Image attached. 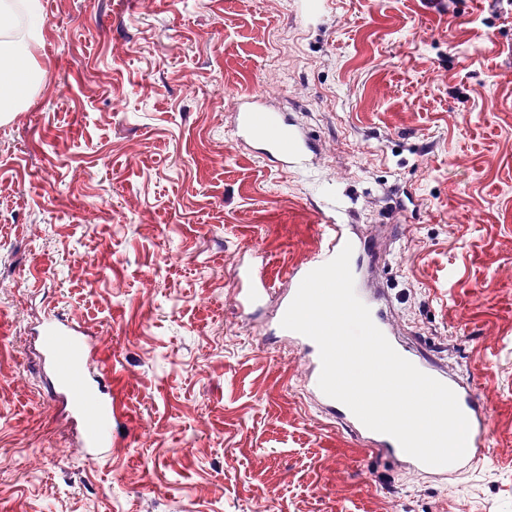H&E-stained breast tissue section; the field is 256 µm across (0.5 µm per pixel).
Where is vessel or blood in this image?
<instances>
[{"mask_svg":"<svg viewBox=\"0 0 512 512\" xmlns=\"http://www.w3.org/2000/svg\"><path fill=\"white\" fill-rule=\"evenodd\" d=\"M232 117L235 145L255 157L275 162L289 172L316 167L321 154L319 140L293 114L276 109L265 94L240 93ZM330 210L320 226L321 246L284 272L269 269L261 250L249 249L248 260L241 263L237 272L231 302L241 320L262 322L266 338L285 339L299 348L303 390L325 419L336 422L359 441L361 452L379 455L393 468L447 484L449 478L469 472L485 458L492 425L490 410L470 381L401 342L388 291L365 269L373 260L366 237L356 225L339 219L341 205L331 204ZM347 244L353 248L350 267L356 294L369 307L374 324L401 356L456 393L470 425L467 452L460 461L446 466L426 465L406 454L393 437L365 427L348 407L319 388L321 360L317 344L282 327L281 320L302 279L334 258ZM35 342L51 404L65 414L76 431L82 455L89 462L111 456L112 420L121 412L122 393L115 374L102 363L104 351L100 340L91 337L74 317L55 315L40 323Z\"/></svg>","mask_w":512,"mask_h":512,"instance_id":"1","label":"vessel or blood"}]
</instances>
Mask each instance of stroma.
<instances>
[{"instance_id":"stroma-1","label":"stroma","mask_w":512,"mask_h":512,"mask_svg":"<svg viewBox=\"0 0 512 512\" xmlns=\"http://www.w3.org/2000/svg\"><path fill=\"white\" fill-rule=\"evenodd\" d=\"M42 83L0 124V512H512V0H41ZM322 140L310 173L232 143L238 93ZM410 190L394 217L384 197ZM380 228L402 338L493 426L448 486L364 459L287 343L228 299L242 252L320 242L328 194ZM76 314L125 418L85 461L28 333Z\"/></svg>"}]
</instances>
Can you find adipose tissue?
<instances>
[{"instance_id": "ef3b65f1", "label": "adipose tissue", "mask_w": 512, "mask_h": 512, "mask_svg": "<svg viewBox=\"0 0 512 512\" xmlns=\"http://www.w3.org/2000/svg\"><path fill=\"white\" fill-rule=\"evenodd\" d=\"M9 26L0 29V114L22 111L37 90L41 75L34 51L42 40L40 0H0V18Z\"/></svg>"}]
</instances>
